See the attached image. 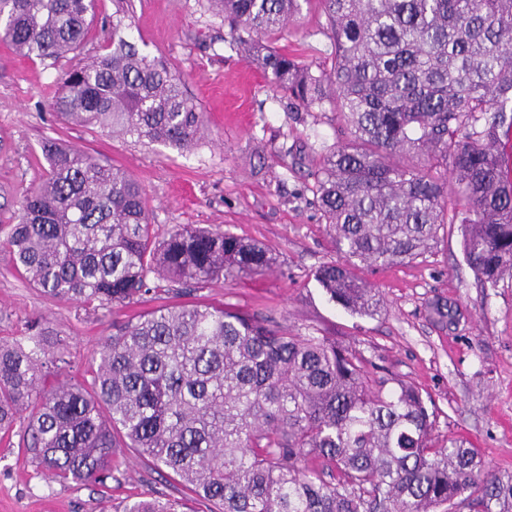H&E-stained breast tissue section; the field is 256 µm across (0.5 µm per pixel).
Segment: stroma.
<instances>
[{
	"label": "stroma",
	"instance_id": "obj_1",
	"mask_svg": "<svg viewBox=\"0 0 512 512\" xmlns=\"http://www.w3.org/2000/svg\"><path fill=\"white\" fill-rule=\"evenodd\" d=\"M124 34L141 55L174 65L203 113L204 134L188 151L114 137L63 120L51 107L75 59L112 44L113 0L98 16L76 57L28 59L0 42V224L13 223L26 191L46 167L43 141L57 140L124 169L146 192L157 239L186 224L264 243L273 268L259 276L212 281L198 300L272 316L294 329L312 325L350 343L376 365L427 393L437 422L434 441L461 438L488 469L512 474V278L484 290L467 267L457 225L410 263L363 268L377 288L380 315L350 314L329 303L315 270L339 260L313 195L322 155L342 141L332 111L294 112L269 75L233 46L229 28L208 0H122ZM317 0H306L273 47L322 68L331 50ZM456 306L454 325L432 320L435 300ZM148 302L106 311L47 297L17 271L0 247V340L25 335L39 321L63 341L66 359L85 370L112 334L113 321L151 310ZM178 500L183 512H214L215 503L127 451L103 484L59 483L38 472L23 433L0 435V512H112L123 501Z\"/></svg>",
	"mask_w": 512,
	"mask_h": 512
}]
</instances>
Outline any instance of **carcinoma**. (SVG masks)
<instances>
[{
	"instance_id": "1",
	"label": "carcinoma",
	"mask_w": 512,
	"mask_h": 512,
	"mask_svg": "<svg viewBox=\"0 0 512 512\" xmlns=\"http://www.w3.org/2000/svg\"><path fill=\"white\" fill-rule=\"evenodd\" d=\"M245 58L296 111L325 107L346 142L313 172L318 207L344 261L314 274L329 301L373 317L359 276L423 256L447 224L482 288L512 276V180L497 150L512 132V0H320L331 51L319 71L265 40L301 0H209ZM98 0H0V41L26 58L76 53ZM62 118L178 150L203 127L177 70L119 37L72 65L52 99ZM42 184L0 242L25 279L60 301L101 309L188 295L221 277L263 275L262 244L202 227L157 242L143 188L94 155L49 142ZM439 323L453 310L430 307ZM77 379L46 327L0 343V433L24 429L32 460L60 483L116 478L132 448L221 512H512V477L479 452L431 438V398L374 379L365 355L312 326L234 307L161 305L112 323ZM143 499L115 512H179Z\"/></svg>"
}]
</instances>
